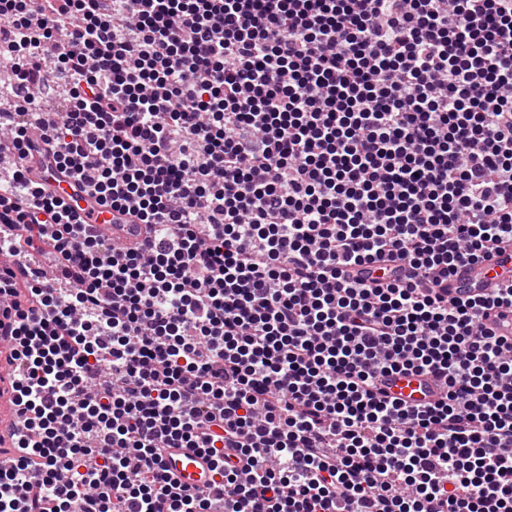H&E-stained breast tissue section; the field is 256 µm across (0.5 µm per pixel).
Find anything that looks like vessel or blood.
Listing matches in <instances>:
<instances>
[{"mask_svg": "<svg viewBox=\"0 0 512 512\" xmlns=\"http://www.w3.org/2000/svg\"><path fill=\"white\" fill-rule=\"evenodd\" d=\"M32 176L49 189H63L72 203L79 208L96 233L114 239L121 245L132 247L145 236L144 225L134 223L126 213L102 207L86 184L62 179L51 157L34 156L31 160ZM512 285V247L494 254L478 264L457 268L448 280V295L465 298L489 295ZM487 330L495 335L512 339V311L505 308L489 310L483 317ZM381 387L390 398L404 403H428L441 398L443 388L432 376L415 371H399L383 378ZM162 462L179 482L206 488L213 484V463L209 457L192 448H166Z\"/></svg>", "mask_w": 512, "mask_h": 512, "instance_id": "vessel-or-blood-1", "label": "vessel or blood"}]
</instances>
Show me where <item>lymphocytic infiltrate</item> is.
<instances>
[{
    "mask_svg": "<svg viewBox=\"0 0 512 512\" xmlns=\"http://www.w3.org/2000/svg\"><path fill=\"white\" fill-rule=\"evenodd\" d=\"M2 69L0 512H512V289L444 293L512 243V0H0ZM32 177L49 187L50 190L62 188L72 203L78 206V213L87 218L93 230L103 236L112 237L125 247L137 245L145 236L144 224H133L127 213L112 212L102 207L86 184L81 181L64 180L56 172L50 156L41 157L35 152L31 158ZM483 323L490 333L508 340L512 339V313L510 308L489 310L483 317ZM380 387L388 396L404 403L436 402L443 395L441 384L430 375L398 371L382 379ZM162 463L181 483L202 488L213 486V462L194 448H165Z\"/></svg>",
    "mask_w": 512,
    "mask_h": 512,
    "instance_id": "lymphocytic-infiltrate-1",
    "label": "lymphocytic infiltrate"
}]
</instances>
